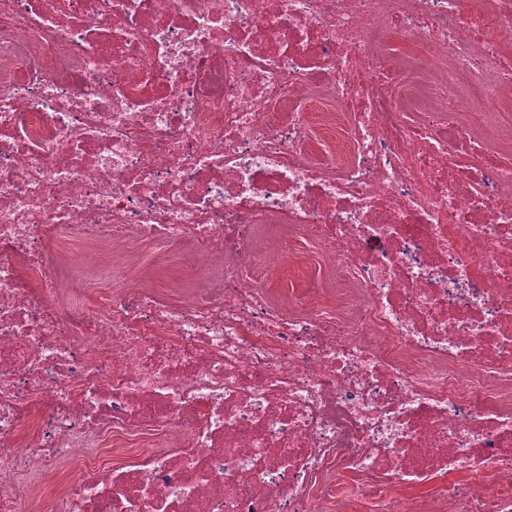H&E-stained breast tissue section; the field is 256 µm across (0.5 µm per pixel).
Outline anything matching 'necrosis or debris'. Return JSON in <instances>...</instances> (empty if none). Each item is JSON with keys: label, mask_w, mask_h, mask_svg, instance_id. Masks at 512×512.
<instances>
[{"label": "necrosis or debris", "mask_w": 512, "mask_h": 512, "mask_svg": "<svg viewBox=\"0 0 512 512\" xmlns=\"http://www.w3.org/2000/svg\"><path fill=\"white\" fill-rule=\"evenodd\" d=\"M60 475L46 512H512V0H0V512ZM141 249L166 276L165 280L158 283L161 288H170L174 284L184 285L195 278L194 258L186 254L182 247L144 242Z\"/></svg>", "instance_id": "1"}]
</instances>
